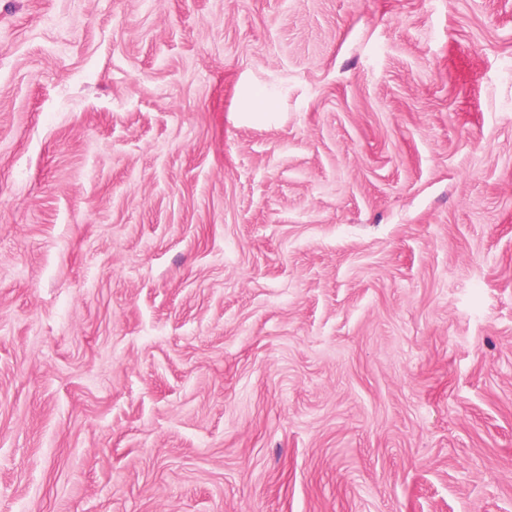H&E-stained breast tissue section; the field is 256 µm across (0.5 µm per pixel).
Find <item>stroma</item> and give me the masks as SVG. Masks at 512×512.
I'll return each instance as SVG.
<instances>
[{
    "label": "stroma",
    "instance_id": "35a3bbf8",
    "mask_svg": "<svg viewBox=\"0 0 512 512\" xmlns=\"http://www.w3.org/2000/svg\"><path fill=\"white\" fill-rule=\"evenodd\" d=\"M0 512H512V0H0Z\"/></svg>",
    "mask_w": 512,
    "mask_h": 512
}]
</instances>
